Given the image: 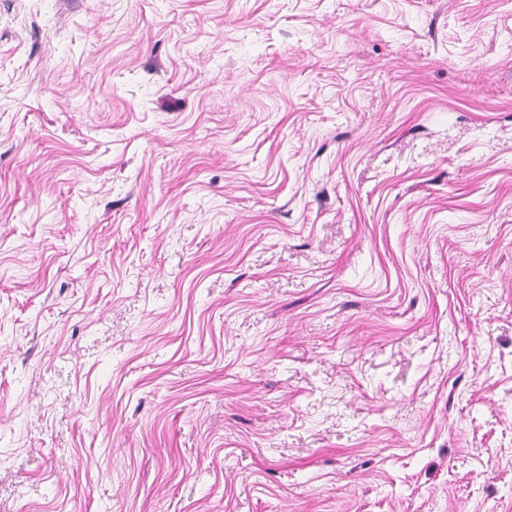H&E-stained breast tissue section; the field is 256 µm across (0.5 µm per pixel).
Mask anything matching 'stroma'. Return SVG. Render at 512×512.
<instances>
[{
	"instance_id": "1",
	"label": "stroma",
	"mask_w": 512,
	"mask_h": 512,
	"mask_svg": "<svg viewBox=\"0 0 512 512\" xmlns=\"http://www.w3.org/2000/svg\"><path fill=\"white\" fill-rule=\"evenodd\" d=\"M0 512H512V0H0Z\"/></svg>"
}]
</instances>
